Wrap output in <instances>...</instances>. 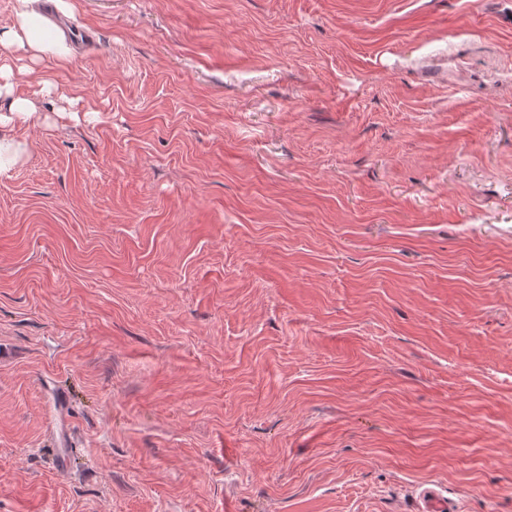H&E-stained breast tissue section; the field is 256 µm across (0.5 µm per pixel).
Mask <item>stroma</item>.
I'll use <instances>...</instances> for the list:
<instances>
[{
	"label": "stroma",
	"instance_id": "1",
	"mask_svg": "<svg viewBox=\"0 0 512 512\" xmlns=\"http://www.w3.org/2000/svg\"><path fill=\"white\" fill-rule=\"evenodd\" d=\"M72 3L79 118L0 178V512H512L498 0ZM417 499L418 512H458L460 509L441 495L434 484H422L417 492Z\"/></svg>",
	"mask_w": 512,
	"mask_h": 512
}]
</instances>
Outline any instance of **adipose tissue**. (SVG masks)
<instances>
[{"mask_svg": "<svg viewBox=\"0 0 512 512\" xmlns=\"http://www.w3.org/2000/svg\"><path fill=\"white\" fill-rule=\"evenodd\" d=\"M35 2L15 0L12 24L0 27V100L8 102L0 113V177L10 175L27 156L30 144L18 131L40 120L38 103L54 89L43 79L19 90L18 74L44 62L64 67L72 59L63 33L44 18Z\"/></svg>", "mask_w": 512, "mask_h": 512, "instance_id": "obj_1", "label": "adipose tissue"}]
</instances>
